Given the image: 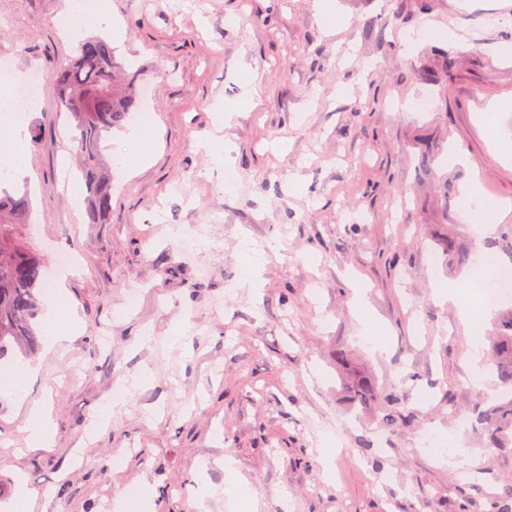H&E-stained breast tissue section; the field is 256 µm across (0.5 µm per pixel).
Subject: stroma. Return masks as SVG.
Segmentation results:
<instances>
[{
    "label": "stroma",
    "instance_id": "35a3bbf8",
    "mask_svg": "<svg viewBox=\"0 0 512 512\" xmlns=\"http://www.w3.org/2000/svg\"><path fill=\"white\" fill-rule=\"evenodd\" d=\"M78 0H0V61L39 73L29 190L21 232L46 264L75 252L80 276L65 300L83 318L62 346L32 355L23 397L0 391V512H16L15 479L32 512H107L129 488H154L153 512H491L512 482V447L460 428L472 388L474 336L460 318L482 252L512 267V240L466 231L458 204L478 181L512 204V0H111L126 32L119 52L149 94L153 135L104 142L112 221L91 224L61 174L76 175V144L53 72L78 42L55 26ZM420 33L408 45L409 33ZM455 66L442 73L444 56ZM426 102L425 111L414 105ZM232 118L216 125L215 115ZM498 115L488 132L485 113ZM229 148L227 164L212 148ZM469 167L453 166V152ZM232 167L237 186L224 188ZM455 240L458 255L432 251ZM453 286L440 302L434 282ZM138 289L133 306L125 301ZM384 349L361 334L357 304ZM397 390L417 422L378 435V403L355 405L349 385ZM128 387L110 424L95 411ZM47 403L55 445L29 449L27 401ZM339 437L330 465L320 429ZM459 438L465 469L439 462L426 430ZM375 437L373 455L360 441ZM253 500L228 499L230 477Z\"/></svg>",
    "mask_w": 512,
    "mask_h": 512
}]
</instances>
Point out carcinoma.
<instances>
[{"label":"carcinoma","mask_w":512,"mask_h":512,"mask_svg":"<svg viewBox=\"0 0 512 512\" xmlns=\"http://www.w3.org/2000/svg\"><path fill=\"white\" fill-rule=\"evenodd\" d=\"M55 81L59 104L68 112L79 145V170L87 192V220L109 222L112 181L104 171L101 143L106 134L122 127L129 113L138 108L133 91L134 77L116 57V49L99 36L79 43L74 58L57 69ZM27 195L0 193V358L10 352L26 357L39 347L36 319L45 297V263L41 255L18 235L30 223ZM489 364L498 379L504 402L482 408L483 400L471 409V422L481 426L491 445L512 447V308L501 311L496 335L489 337ZM358 404L377 401L382 405L380 428L393 432L408 416L395 410L399 396L381 392L362 381L353 388ZM493 512H512V483L501 488Z\"/></svg>","instance_id":"obj_1"}]
</instances>
